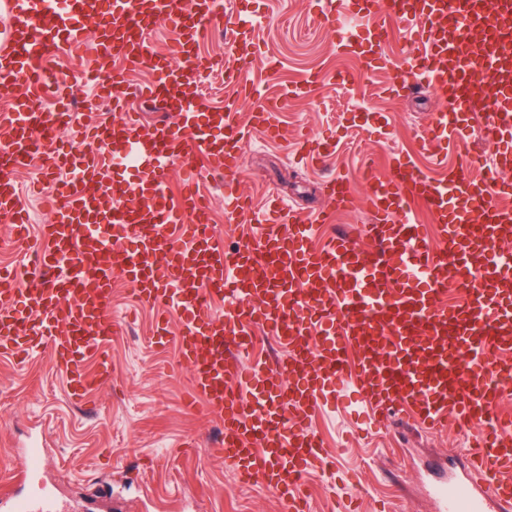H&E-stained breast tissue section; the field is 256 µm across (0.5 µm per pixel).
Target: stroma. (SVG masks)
Wrapping results in <instances>:
<instances>
[{
    "label": "stroma",
    "mask_w": 512,
    "mask_h": 512,
    "mask_svg": "<svg viewBox=\"0 0 512 512\" xmlns=\"http://www.w3.org/2000/svg\"><path fill=\"white\" fill-rule=\"evenodd\" d=\"M321 9L320 0H260L250 26V77L262 92L251 98L225 77L223 66L230 58L224 35L205 36L198 46L201 56L216 62L201 85L207 104L236 102L239 119L246 123L265 99L284 102L277 115L280 137L269 141L253 133L243 145L232 184L209 175L203 159H193L216 232L227 229L236 238L248 229L226 210L227 188H236L258 206L273 191L306 213L325 206L326 179L335 174L349 180L355 201L351 209L334 213L317 239L325 241L331 232L345 228L359 246L368 248L372 241L362 232L370 221L365 203L368 171L391 176L393 159L401 158L440 180L447 166L466 153L475 175H490V153L481 141L482 108L469 112L468 135L448 147L446 166L435 165L430 152L422 150L420 138L437 107L435 95L424 88L397 99L389 91L415 52L404 24L387 20L388 61L381 69L366 71L358 58L339 51ZM318 70H348L356 80L346 87L325 82L295 93L303 77ZM362 101L373 114L366 123L353 114ZM319 139L330 145L326 162L302 160L299 143ZM153 332L151 308H140L125 334L112 340L111 381L84 404L69 399L66 381L49 355L23 365L0 358V477L6 474L5 461L39 434L45 444V476L59 487L61 500L74 507L173 512V504L184 501L194 512H282L268 490L238 483L223 456L213 453L218 422L186 410L191 373L175 344H155ZM352 399L351 388L340 389L312 418L313 430L340 452L334 473L317 467L310 471L311 512H341L358 493L369 508L383 500L393 512H439L426 484L439 478L440 468L462 461L463 437L456 426L443 435L426 434L395 410L378 431H368L345 413Z\"/></svg>",
    "instance_id": "stroma-1"
}]
</instances>
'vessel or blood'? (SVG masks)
<instances>
[{"mask_svg": "<svg viewBox=\"0 0 512 512\" xmlns=\"http://www.w3.org/2000/svg\"><path fill=\"white\" fill-rule=\"evenodd\" d=\"M0 2L9 17L0 95L12 100L0 145V214L12 216L17 240L27 239L30 216L15 173L36 161L65 176L33 250L44 287H20L15 272L0 269V355L26 361L50 354L70 396L86 399L112 375L110 345L121 332L112 317V281L119 275L141 303L160 312L158 344L175 341L189 364L185 406L218 418L217 453L241 483L272 491L283 512H308L310 468L330 469L335 453L312 430V413L349 382L359 407L400 409L427 432L451 423L466 430L463 477L434 490L442 512H512V209L492 204L470 159L441 181L402 161L387 179L368 176L370 249L346 233L321 248L311 245L314 224L352 205L345 178L329 180V208L311 216L275 195L258 211L248 196L228 195L231 214L248 217L257 229L225 251L209 222L208 197L191 185L180 201L168 193L176 159L201 157L210 172L230 175L240 167L250 130L279 134L273 108L254 113L246 127L233 103L196 106L195 74L203 63L195 51L222 19L223 0H63L59 8L52 0ZM345 8L368 22L362 41L338 32L336 44L370 67L385 62L387 30L377 14L413 23L417 51L390 91L406 97L433 90L439 101L433 139L462 140L461 118L475 103L472 79H486L492 94L483 137L495 149L496 168L512 170V0H324L329 27ZM96 16L107 20L97 37L98 66L117 56L147 69L152 80L140 93L144 104L177 113L180 121L144 128L123 111L116 92L108 110L97 99L86 101L94 114L83 131L90 147L38 150V140L72 120L69 96L60 97L57 111H45L42 92L54 78L43 63L61 45L80 52ZM158 19L177 29L172 55L181 65L143 38ZM20 82L29 87L21 97L13 93ZM416 203L439 224L440 248H429L408 220ZM125 231L135 246L117 267L113 246ZM452 277L468 298L450 310L436 297ZM215 294L229 301L220 319L210 313ZM172 309L183 313L175 333L165 318ZM259 326L290 346L280 370L210 348L217 342L247 351ZM40 470L38 452L18 456L12 478L30 492L22 498L0 492V512H64Z\"/></svg>", "mask_w": 512, "mask_h": 512, "instance_id": "1", "label": "vessel or blood"}]
</instances>
